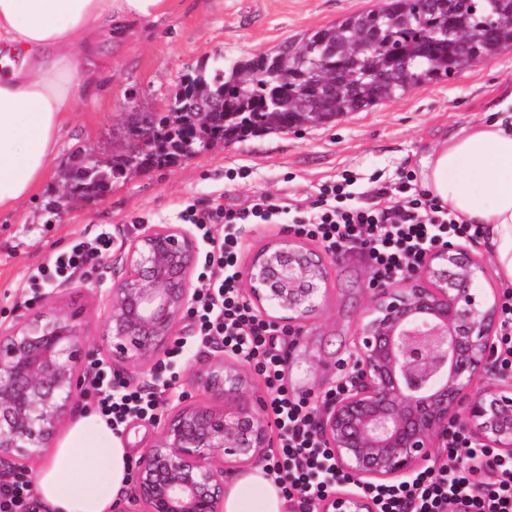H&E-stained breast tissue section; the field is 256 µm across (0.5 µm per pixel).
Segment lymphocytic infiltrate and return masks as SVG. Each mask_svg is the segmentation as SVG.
<instances>
[{"instance_id":"lymphocytic-infiltrate-1","label":"lymphocytic infiltrate","mask_w":512,"mask_h":512,"mask_svg":"<svg viewBox=\"0 0 512 512\" xmlns=\"http://www.w3.org/2000/svg\"><path fill=\"white\" fill-rule=\"evenodd\" d=\"M367 202H351L343 184L321 187L311 209L291 211L269 195L239 208L216 203L205 208L190 204L180 212L203 247L198 274L207 288L199 293L198 333L221 341L225 351L254 361L275 395L271 412L279 431L277 470L288 512H308L312 501L335 489L340 474L324 448L304 401L280 386L282 358L273 353L272 326L260 319L239 293L238 234L246 224L284 222L295 235L318 241L327 254L360 248L372 264L375 285L397 279L421 267L436 245L457 239L475 243L484 229L467 224L448 206L413 187L410 176L380 185ZM112 231L102 228L82 236L50 263L33 269L29 285L42 288L84 275L112 251ZM98 409L112 428L131 415L153 416L160 398L145 385L116 386L105 367L94 373ZM378 512H512V458L502 459L486 448L448 442V461L426 469L398 485L371 490Z\"/></svg>"}]
</instances>
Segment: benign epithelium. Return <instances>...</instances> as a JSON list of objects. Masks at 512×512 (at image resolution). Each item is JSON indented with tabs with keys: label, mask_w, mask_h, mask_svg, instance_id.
<instances>
[{
	"label": "benign epithelium",
	"mask_w": 512,
	"mask_h": 512,
	"mask_svg": "<svg viewBox=\"0 0 512 512\" xmlns=\"http://www.w3.org/2000/svg\"><path fill=\"white\" fill-rule=\"evenodd\" d=\"M453 35V30H448ZM455 36V35H453ZM455 36L448 72L469 65ZM194 236L144 225L120 256L107 289L97 351L109 362L155 372L196 296ZM483 272L455 244L427 253L411 277L377 288L354 349L349 384L319 405L324 447L352 488L313 502L315 512H375L363 489L400 482L436 461L457 431L512 458V375L492 370L496 297L473 285ZM248 302L296 331L319 307L327 263L299 238H280L246 271ZM81 314L43 307L0 328V466L19 473L72 415L86 369L78 364ZM197 401L167 409L135 474V512H224V474L270 448L261 397L246 360L214 358L192 370Z\"/></svg>",
	"instance_id": "1"
}]
</instances>
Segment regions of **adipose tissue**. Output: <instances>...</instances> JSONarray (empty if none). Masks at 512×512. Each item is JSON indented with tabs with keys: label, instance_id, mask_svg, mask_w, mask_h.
<instances>
[{
	"label": "adipose tissue",
	"instance_id": "adipose-tissue-1",
	"mask_svg": "<svg viewBox=\"0 0 512 512\" xmlns=\"http://www.w3.org/2000/svg\"><path fill=\"white\" fill-rule=\"evenodd\" d=\"M171 0H0V214L41 185L61 130L92 93L112 38L135 37ZM499 118L463 126L423 158L420 182L463 220L488 228L487 248L512 282V86ZM129 475V454L105 417L90 412L58 441L36 477L52 512H111ZM224 512H285L264 468L240 477Z\"/></svg>",
	"mask_w": 512,
	"mask_h": 512
}]
</instances>
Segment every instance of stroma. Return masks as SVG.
<instances>
[{"label": "stroma", "mask_w": 512, "mask_h": 512, "mask_svg": "<svg viewBox=\"0 0 512 512\" xmlns=\"http://www.w3.org/2000/svg\"><path fill=\"white\" fill-rule=\"evenodd\" d=\"M377 0H177L176 8L145 24L140 37L103 49L112 75L97 99L83 103L59 141L41 189L15 212L0 215V326L46 305L80 312L84 349L98 340L104 318L101 299L118 277L120 264L104 259L72 285L32 292L29 271L51 262L77 236L111 226L118 245L145 223H179L190 203L223 196L225 203L249 206L271 195L291 210H309L321 185L354 177L353 193L375 184L418 177L420 160L448 131L489 120L512 82V51L479 63L447 80L417 87L365 112H352L319 125L264 132L243 141L220 142L173 164L151 165L112 179L107 191L64 197L67 176L79 159L109 167L133 145L131 130L150 112L167 109L191 66L231 64L274 49L283 40L361 13ZM330 284L316 314L300 333L278 334L284 357L283 385L289 395L314 407L335 389L354 347L359 324L375 294L373 269L365 252L345 250L329 260ZM178 356L163 355L157 368L167 382L166 398L197 394L187 381L192 366L211 351L184 319ZM160 433L157 419L129 417L119 436L138 464Z\"/></svg>", "instance_id": "1"}]
</instances>
